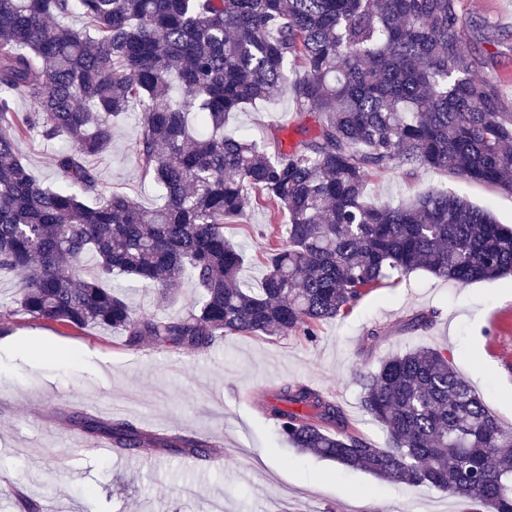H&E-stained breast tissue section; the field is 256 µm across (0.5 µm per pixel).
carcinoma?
I'll return each instance as SVG.
<instances>
[{
  "mask_svg": "<svg viewBox=\"0 0 512 512\" xmlns=\"http://www.w3.org/2000/svg\"><path fill=\"white\" fill-rule=\"evenodd\" d=\"M460 0H0V276L19 280L18 311L84 330L113 328L205 350L234 336L310 342L393 276L417 270L461 287L512 276V227L454 194L427 190L372 205V177L453 168L512 194V112L475 77ZM73 14L85 25L62 23ZM300 126L285 149L227 136L231 113L288 83ZM31 102L13 110L14 99ZM141 112L135 154L164 195L147 209L102 191L89 159L112 151V123ZM70 146L52 163L68 187L43 186L20 139ZM286 217L262 247L261 288L224 233L253 205ZM94 263L83 265L86 255ZM198 291L177 315L141 314L112 279ZM360 407L389 435L366 440L343 407L302 383L254 405L301 453L512 512V427L488 410L448 353L419 348L360 376ZM119 450L206 458L211 446L124 419L72 415Z\"/></svg>",
  "mask_w": 512,
  "mask_h": 512,
  "instance_id": "obj_1",
  "label": "carcinoma"
}]
</instances>
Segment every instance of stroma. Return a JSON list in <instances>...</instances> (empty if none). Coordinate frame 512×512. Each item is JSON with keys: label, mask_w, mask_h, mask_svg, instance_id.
<instances>
[{"label": "stroma", "mask_w": 512, "mask_h": 512, "mask_svg": "<svg viewBox=\"0 0 512 512\" xmlns=\"http://www.w3.org/2000/svg\"><path fill=\"white\" fill-rule=\"evenodd\" d=\"M463 21L489 20L467 37L474 56L492 55L480 76H495L512 110V0H461ZM137 114L114 127L111 154L98 161L104 191H117L145 208L163 204L144 176L133 145ZM292 91L233 113L229 135L265 139L281 129L295 144ZM58 146L36 137L20 141L24 163L44 186L65 181L51 158ZM436 189L466 197L512 226V194L463 179L453 170L410 179L391 169L373 177L371 202L410 200ZM280 218L256 206L225 233L248 252L278 233ZM129 302L146 313L177 314L192 306L191 279L172 290L118 278ZM16 282L0 279V331L14 337L0 347V512H19L20 498L39 512H466L447 493L379 480L365 471L289 447L251 404L252 394L303 382L329 395L372 444L388 435L359 407L360 374L389 355L414 348L448 351L455 369L483 396L489 410L512 426V277L460 287L417 271L365 295L341 319L322 324L316 342L302 335L232 337L201 351L151 340L130 346L118 330H68L13 313ZM432 314L429 327L406 329L412 314ZM378 331L379 341L368 338ZM85 413L130 420L156 434H182L215 445L212 457L188 459L160 448L100 454L79 444L70 417Z\"/></svg>", "instance_id": "obj_1"}]
</instances>
